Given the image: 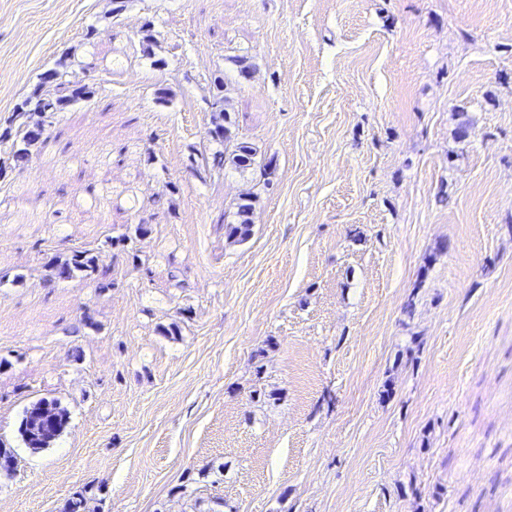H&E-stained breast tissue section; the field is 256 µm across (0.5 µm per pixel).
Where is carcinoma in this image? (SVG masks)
Listing matches in <instances>:
<instances>
[{"label":"carcinoma","mask_w":512,"mask_h":512,"mask_svg":"<svg viewBox=\"0 0 512 512\" xmlns=\"http://www.w3.org/2000/svg\"><path fill=\"white\" fill-rule=\"evenodd\" d=\"M47 71L40 83L32 93L22 101L18 107L16 128H6L0 133V142L12 141L11 157L13 162L22 166L30 159V147L37 144L44 146L51 139L48 126L36 121L31 122L32 115L48 113L54 115L64 111L70 104L84 100L94 95V88L88 84L72 85L64 79V72L60 67ZM225 99L218 97L212 103V139L222 145L224 149L212 153V156L201 155L205 164L211 169L221 172L230 168L244 173L257 166V148L247 140L239 138L234 128L230 113L224 107ZM256 209V196L247 193L238 198L235 203V219L225 224V235L235 242H243L252 233L253 217ZM150 232L144 224L136 225L134 236L123 235L117 238V244L123 247L126 254L137 260L138 255L129 248L133 238L143 237ZM111 270L99 266L98 256L90 249H75L69 255L56 260L49 266V274L45 281L49 284L57 281L70 280L76 277H100L98 288L108 289L114 285L109 279ZM69 413L67 409L54 399L40 398L31 402L23 410L19 434L26 445L33 452H39L50 447L62 434L68 425Z\"/></svg>","instance_id":"cac0c4a2"}]
</instances>
